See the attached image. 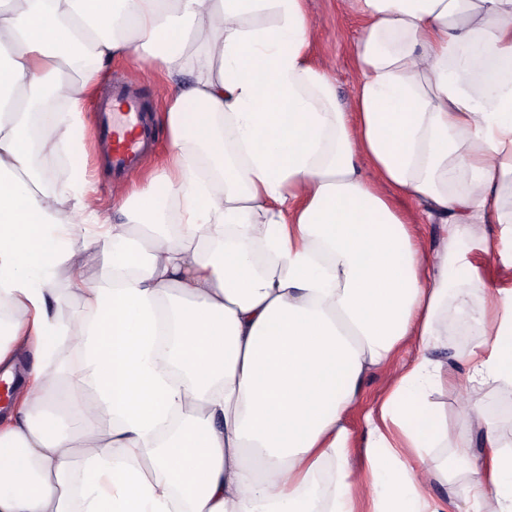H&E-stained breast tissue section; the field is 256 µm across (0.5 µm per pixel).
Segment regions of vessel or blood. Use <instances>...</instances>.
Wrapping results in <instances>:
<instances>
[{
  "label": "vessel or blood",
  "mask_w": 512,
  "mask_h": 512,
  "mask_svg": "<svg viewBox=\"0 0 512 512\" xmlns=\"http://www.w3.org/2000/svg\"><path fill=\"white\" fill-rule=\"evenodd\" d=\"M100 142L112 169L119 174L134 171L153 139V127L145 106L135 91L117 81L103 106Z\"/></svg>",
  "instance_id": "b4317fda"
}]
</instances>
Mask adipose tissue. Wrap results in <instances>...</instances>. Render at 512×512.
<instances>
[{"instance_id":"1","label":"adipose tissue","mask_w":512,"mask_h":512,"mask_svg":"<svg viewBox=\"0 0 512 512\" xmlns=\"http://www.w3.org/2000/svg\"><path fill=\"white\" fill-rule=\"evenodd\" d=\"M356 2L348 111L310 56L305 0H0V364L23 336L38 354L0 428V512H446L429 488L452 462L464 512H512V443L466 404L482 453L433 455L448 421L428 400L448 375L431 351L452 298L490 303L473 390L512 387V286L487 290L469 248L512 265V0ZM134 54L168 87L169 149L113 188L105 217L87 102ZM420 224L443 227L432 254ZM62 271L83 303L74 326L56 314ZM62 336L87 361L60 422L46 405ZM410 342L353 467L362 380Z\"/></svg>"}]
</instances>
